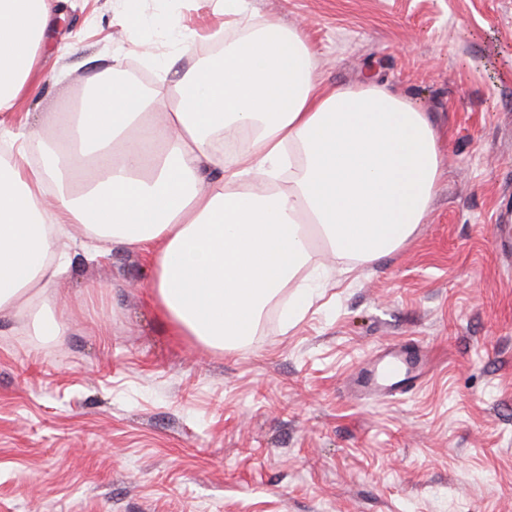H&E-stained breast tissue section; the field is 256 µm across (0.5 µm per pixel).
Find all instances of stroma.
<instances>
[{"label": "stroma", "mask_w": 512, "mask_h": 512, "mask_svg": "<svg viewBox=\"0 0 512 512\" xmlns=\"http://www.w3.org/2000/svg\"><path fill=\"white\" fill-rule=\"evenodd\" d=\"M300 28L319 79L406 93L440 132L443 174L398 251L348 266L289 330L287 285L254 336L218 351L173 335L148 299L149 255L73 248L59 341L0 317V512H512V257L492 226L512 206V0H250ZM41 82L18 106L50 133L123 59L158 78L121 0H53ZM199 57L220 0L177 14ZM68 45L61 56L57 45ZM433 362L412 392L351 387L385 348Z\"/></svg>", "instance_id": "35a3bbf8"}]
</instances>
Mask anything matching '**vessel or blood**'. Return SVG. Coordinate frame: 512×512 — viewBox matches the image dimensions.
Returning <instances> with one entry per match:
<instances>
[{
	"mask_svg": "<svg viewBox=\"0 0 512 512\" xmlns=\"http://www.w3.org/2000/svg\"><path fill=\"white\" fill-rule=\"evenodd\" d=\"M429 361L422 352L410 351L402 347H391L384 351L372 367L366 369L357 380L358 393L368 399L387 396L391 387L390 379L399 383L417 385L425 375Z\"/></svg>",
	"mask_w": 512,
	"mask_h": 512,
	"instance_id": "b4317fda",
	"label": "vessel or blood"
}]
</instances>
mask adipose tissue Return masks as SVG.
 <instances>
[{
    "instance_id": "adipose-tissue-1",
    "label": "adipose tissue",
    "mask_w": 512,
    "mask_h": 512,
    "mask_svg": "<svg viewBox=\"0 0 512 512\" xmlns=\"http://www.w3.org/2000/svg\"><path fill=\"white\" fill-rule=\"evenodd\" d=\"M52 18L50 0H0V144L38 158L0 163V315L25 308L29 335L65 334L56 296L78 225L150 253L161 315L221 349L253 336L312 241L368 263L422 223L442 174L426 113L385 85L324 84L303 31L254 22L249 0H224L245 34L219 61L148 90L89 88L48 137L8 125ZM243 132L249 148L225 154Z\"/></svg>"
}]
</instances>
